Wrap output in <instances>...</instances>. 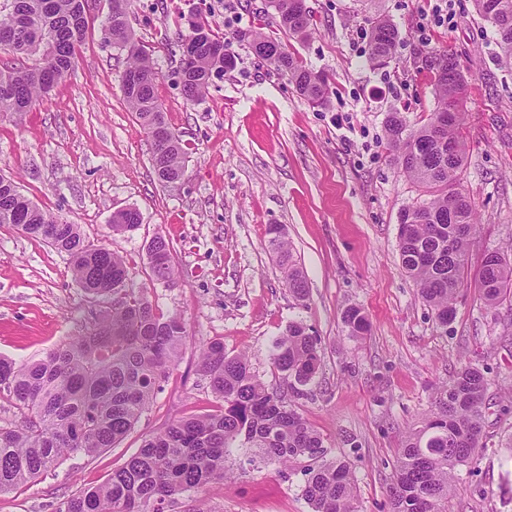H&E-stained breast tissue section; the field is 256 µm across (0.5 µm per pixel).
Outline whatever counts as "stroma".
I'll use <instances>...</instances> for the list:
<instances>
[{
	"label": "stroma",
	"mask_w": 512,
	"mask_h": 512,
	"mask_svg": "<svg viewBox=\"0 0 512 512\" xmlns=\"http://www.w3.org/2000/svg\"><path fill=\"white\" fill-rule=\"evenodd\" d=\"M436 3L380 0L400 44L378 69L366 61L372 10L363 0H306L314 30L290 48L328 77L329 102L313 108L244 42L232 44L235 67L203 99L187 100L176 83L174 41L187 33L188 14L206 16L219 37L258 30L283 38L264 0H133L131 24L159 71L156 96L188 153L183 182L165 187L123 99L125 55L101 38L109 0H91L90 29L67 77L23 120L0 114V175L121 255L133 287L159 313L182 315L190 347L115 447L68 457L0 494V512H63L77 491L105 483L146 435L215 412L219 401L194 353L214 340L248 355L332 455L349 462L357 512H390L388 484L406 435L461 363L479 364L491 379L484 446L456 471L447 512H512V304L489 308L470 288L440 325L399 260L400 215L425 195L395 165L386 120L397 111L416 127L430 121L439 109L431 60L443 52L458 58L466 80L460 185L478 221L471 256L512 246V69L499 62L493 28L471 0H453L442 27L429 23ZM122 208L138 209L142 223L116 235L110 224ZM272 224L286 229L306 300L285 285L268 244ZM158 234L179 270L170 285L149 269L147 244ZM352 308L367 316V335H350L344 314ZM111 311V298L90 297L74 281L66 253L0 224V357L40 359ZM296 321L321 348L320 369L298 395L271 364L274 339ZM252 456L233 449L230 478L176 497L168 512H311L301 468L284 474Z\"/></svg>",
	"instance_id": "stroma-1"
}]
</instances>
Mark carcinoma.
Masks as SVG:
<instances>
[{"label":"carcinoma","mask_w":512,"mask_h":512,"mask_svg":"<svg viewBox=\"0 0 512 512\" xmlns=\"http://www.w3.org/2000/svg\"><path fill=\"white\" fill-rule=\"evenodd\" d=\"M297 0H265L288 37L299 43L310 36V10ZM474 0L480 16L496 34L500 61L512 66V0H492L495 15ZM130 0H110L103 40L126 53L121 76L127 106L143 129L167 125L155 94L159 74L147 47L129 22ZM88 0H0V51L22 65H0V114L17 119L50 91L72 67L83 42ZM175 42L180 51L178 84L184 96L203 97L224 64L234 67L230 42L217 38L203 17ZM367 61L385 66L399 41L397 28L382 15L370 19ZM235 38L249 44L254 57L288 79L298 96L313 107L327 104V77L314 72L285 44L255 30ZM27 59L31 65L23 64ZM439 110L426 124L413 127L400 112L388 115L386 133L393 160L403 174L424 188L428 199L400 215L401 266L418 287L421 299L441 324L455 315L454 301L474 287L489 307L512 295V253L490 251L472 267L470 244L477 220L469 198L458 186L468 146L460 112L464 77L457 60L433 57ZM156 176L176 179L185 173L179 136L151 145ZM0 224H18L71 259L74 280L88 293L112 296V314L92 330L52 349L43 358L16 363L0 358V395L14 409V421L0 427V492L33 480L73 455L95 456L124 438L149 408L161 382L187 346L183 319L156 312L130 287L125 261L106 245L87 242L76 224L50 215L22 195L16 183L0 175ZM141 224L135 208L112 220V233L132 232ZM269 245L278 254L285 283L293 296H308L305 275L293 261L283 226L268 228ZM150 270L163 284L177 270L170 243L162 235L149 245ZM344 322L350 335L369 328L364 312L349 309ZM199 370L207 377L219 409L174 420L145 437L138 451L102 485L79 490L64 512H167L175 497L204 488L227 476L225 461L233 448H253L255 457L283 471L304 461L302 496L312 512H356L355 479L348 462L329 457L323 438L269 388L248 356L230 354L211 341L197 350ZM272 365L293 385L306 386L317 374L321 353L315 336L294 322L274 343ZM487 371L461 367L436 398L424 424L406 436L391 476L392 512H446L451 479L483 447L489 399Z\"/></svg>","instance_id":"1"}]
</instances>
